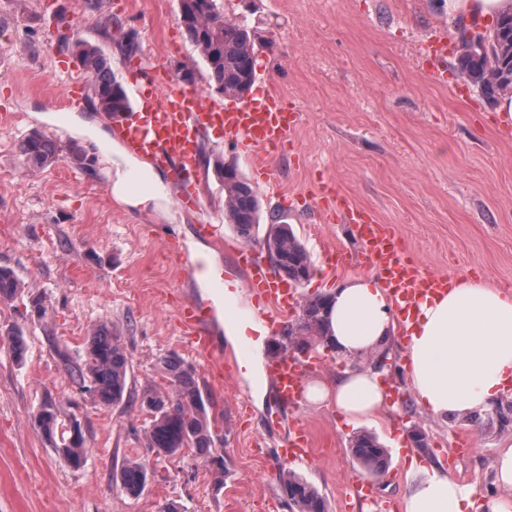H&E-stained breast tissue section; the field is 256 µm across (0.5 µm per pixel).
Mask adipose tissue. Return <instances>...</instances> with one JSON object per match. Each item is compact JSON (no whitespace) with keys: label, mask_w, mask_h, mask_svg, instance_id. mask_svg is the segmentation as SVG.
<instances>
[{"label":"adipose tissue","mask_w":512,"mask_h":512,"mask_svg":"<svg viewBox=\"0 0 512 512\" xmlns=\"http://www.w3.org/2000/svg\"><path fill=\"white\" fill-rule=\"evenodd\" d=\"M112 194L134 208L168 215L170 200L161 174L145 160L116 149ZM328 341L354 360L405 327L404 357L416 401L438 418L485 411L512 387V294L484 280H463L440 295L420 298L406 321L375 276L348 281L329 294ZM380 374L364 367L340 373L331 385L306 384L305 398L332 400L347 423L373 418L385 402ZM499 495L461 485L444 467L411 461L402 512H512V443L499 448L495 464Z\"/></svg>","instance_id":"ef3b65f1"}]
</instances>
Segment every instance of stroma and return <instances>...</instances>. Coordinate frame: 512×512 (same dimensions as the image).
<instances>
[{"instance_id":"obj_1","label":"stroma","mask_w":512,"mask_h":512,"mask_svg":"<svg viewBox=\"0 0 512 512\" xmlns=\"http://www.w3.org/2000/svg\"><path fill=\"white\" fill-rule=\"evenodd\" d=\"M131 31L138 56L126 59L104 34L86 0H0V266L15 270L27 296L0 302V512H289L278 456L296 422L313 439L309 465L298 476L323 495L327 512H400L406 467L390 458L382 479L364 501L355 484L369 480L350 441L373 433L384 448L420 428L421 458L447 467L463 484L493 489L494 462L512 427L482 426L466 416L442 422L416 402L400 343L384 377L388 400L372 421L348 424L334 406L281 408L266 374L289 319L276 316L270 329L249 343L245 367L235 358L238 342L224 328L223 300L208 280L184 279L169 257L168 241L184 253L201 249L212 262L244 282L242 238L224 221L219 160L235 162L244 177L255 174L220 129L202 134L191 168L198 205L172 206L169 216L117 202L103 155L121 142L117 125L99 112L91 90L80 101L60 96L61 69L81 72L59 46V32L97 44L125 92L141 84V62L173 68L194 58L180 22L178 0H101ZM224 16L256 32V80L252 94L279 90L302 117L288 142L271 151L274 182L258 187L262 211L252 246L264 256L262 238L279 198L289 202L288 222L307 248L314 273L297 284L300 297L326 293L366 275L357 263L358 238L342 217L351 206L391 225L404 256L452 280L478 278L512 286V127L501 126L478 89L454 67L461 21L437 12L435 0H223ZM450 48L449 70L432 80L436 63L426 50L432 37ZM79 115L101 132L93 140L67 131ZM54 136L58 158L30 174L16 143L32 130ZM337 191L339 208H317L323 184ZM216 224L220 239L200 233ZM353 257L331 276L322 267L330 252ZM43 298L47 318L30 315L29 294ZM186 296L212 309V331L224 350V379L210 378L206 359L188 346L173 321ZM116 325L132 360L129 397L103 407L80 395L56 353L59 344L84 350L93 326ZM24 328L28 349L15 361L6 336ZM177 351L196 369L208 420L224 457V480L187 456L147 452L149 416L138 401L149 387L164 388L157 360ZM62 419L81 426L89 446L81 468L45 440L34 415L45 398ZM129 460L146 464L148 481L136 495L120 486Z\"/></svg>"}]
</instances>
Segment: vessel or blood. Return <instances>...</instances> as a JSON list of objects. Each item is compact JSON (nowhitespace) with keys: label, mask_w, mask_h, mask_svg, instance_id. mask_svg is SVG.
Instances as JSON below:
<instances>
[{"label":"vessel or blood","mask_w":512,"mask_h":512,"mask_svg":"<svg viewBox=\"0 0 512 512\" xmlns=\"http://www.w3.org/2000/svg\"><path fill=\"white\" fill-rule=\"evenodd\" d=\"M144 81L145 88L135 89L132 95L134 113L119 121L120 133L132 152L170 170L175 184L183 189L176 197L178 204L194 202L185 191L191 183L187 162L201 134L211 127L222 129L225 140L239 145L253 159L263 181H270L267 152L287 142L289 130L297 121L296 113L289 111L286 99L277 89H268L257 100L215 105L207 103L198 90L184 87L165 67L150 69ZM350 219L361 242L362 259L380 272L402 316H409L420 297L447 290V275L424 271L418 262L401 257L389 225L378 223L359 209L351 211ZM239 256L250 270L243 287L255 297L263 312L283 314L299 306L296 290L273 267L258 262L251 248H241ZM209 318V313L190 297L183 298L174 311L180 333L189 345L204 354L209 370L220 375L224 372V353L209 334ZM309 367V362L288 352L271 357L267 374L275 385L281 407L301 402ZM280 455L290 464L310 462L311 443L305 424L292 429Z\"/></svg>","instance_id":"vessel-or-blood-1"}]
</instances>
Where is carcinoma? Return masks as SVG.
Wrapping results in <instances>:
<instances>
[{"instance_id":"carcinoma-1","label":"carcinoma","mask_w":512,"mask_h":512,"mask_svg":"<svg viewBox=\"0 0 512 512\" xmlns=\"http://www.w3.org/2000/svg\"><path fill=\"white\" fill-rule=\"evenodd\" d=\"M183 27L188 41L208 67L207 83L228 98H241L249 87L245 77L250 72L251 52L256 35L247 27L224 18L223 0H183ZM493 43L486 51L465 49L458 57L459 75L478 76L484 69H495V82L477 80L481 96L489 102L512 90V15L493 20ZM62 46L79 60V69L89 77L91 91L100 111L116 116L117 110L129 109L124 90L112 76V69L101 49L88 41H65ZM17 153L30 169L44 168L58 156L55 138L34 130L17 143ZM224 219L233 225L246 242L260 221V200L253 186L242 176L224 182ZM266 252L274 267L290 280L309 275V252L295 236L290 225L282 224L276 215L270 216V229L265 237ZM24 292V284L14 271L0 266V301L9 302ZM301 328L288 324L282 336L285 350L309 352L326 341L328 322L325 298L321 295L303 301ZM10 348L17 361L24 359L27 342L22 329L15 325L7 330ZM68 366L71 380L92 390V401L100 406L116 405L123 400L130 360L121 337L106 324L92 328L85 359L72 361L67 349H57ZM159 369L169 380L170 390L161 393L153 389L143 392L140 408L150 417L145 430L146 447L159 457H173L190 450L200 462L224 472V457L212 452L214 435L209 427L202 392L192 364L177 352L170 351L158 359ZM35 423L44 438L61 452L74 467L84 464L87 446L81 430L60 419L58 406L46 399L40 404ZM351 451L365 470L382 473L388 467L385 448L377 438L364 433L351 441ZM148 470L142 462L127 463L120 473L121 487L135 495L147 484ZM283 489L296 512H326L325 502L310 483L288 473H282Z\"/></svg>"}]
</instances>
